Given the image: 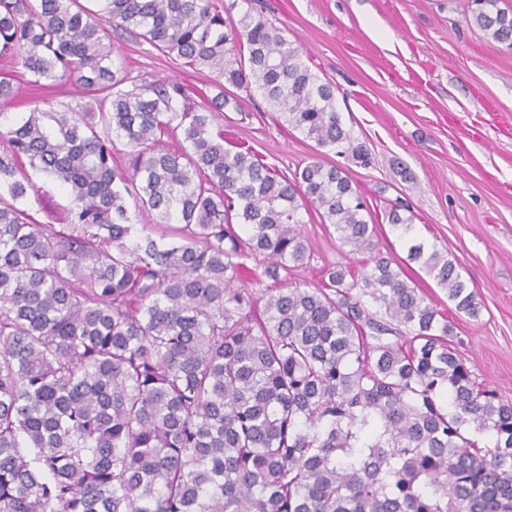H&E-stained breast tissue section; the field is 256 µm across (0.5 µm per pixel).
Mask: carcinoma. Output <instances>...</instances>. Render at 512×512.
I'll return each mask as SVG.
<instances>
[{"label": "carcinoma", "instance_id": "1", "mask_svg": "<svg viewBox=\"0 0 512 512\" xmlns=\"http://www.w3.org/2000/svg\"><path fill=\"white\" fill-rule=\"evenodd\" d=\"M95 2L0 0V58L97 103L0 122V512H512V400L381 252L346 171L314 157L290 180L224 140V107L258 92L369 165L333 84L255 0L237 20L219 0ZM468 21L512 46L506 0H472ZM119 31L215 73L218 93L192 107L177 81L125 87ZM25 165L69 192L60 227L18 206L38 196ZM311 208L361 270L288 286L314 260ZM387 219L478 316L456 259L400 206Z\"/></svg>", "mask_w": 512, "mask_h": 512}]
</instances>
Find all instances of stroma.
Returning <instances> with one entry per match:
<instances>
[{"instance_id":"35a3bbf8","label":"stroma","mask_w":512,"mask_h":512,"mask_svg":"<svg viewBox=\"0 0 512 512\" xmlns=\"http://www.w3.org/2000/svg\"><path fill=\"white\" fill-rule=\"evenodd\" d=\"M273 23L301 46L305 62L337 87L336 110L373 162L327 150L289 130L262 98L224 111V134L262 162L293 176L313 156L347 169L380 224L381 249L405 261L385 211L409 206L419 238L447 249L482 308L451 309L418 264L405 271L432 293L454 324V341L479 381L512 400V47L471 27L469 0H260ZM118 64L135 81H178L191 102L216 94L213 74L164 57L148 42L115 40ZM0 103L10 117L32 109L92 106L68 81L40 89L20 80ZM314 260L289 276L318 285L324 263L342 261L332 227L303 224Z\"/></svg>"}]
</instances>
